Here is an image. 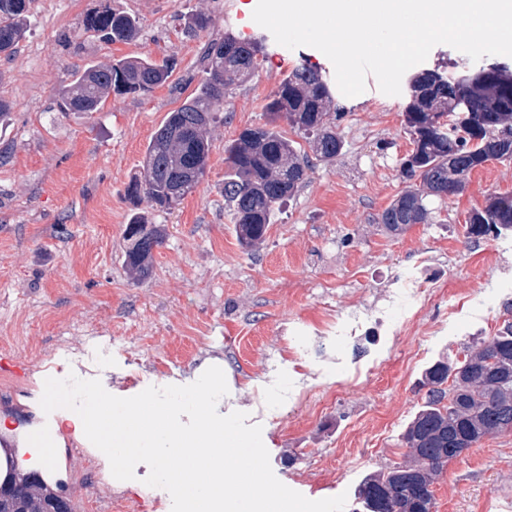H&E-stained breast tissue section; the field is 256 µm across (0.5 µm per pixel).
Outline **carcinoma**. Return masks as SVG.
Returning a JSON list of instances; mask_svg holds the SVG:
<instances>
[{
	"label": "carcinoma",
	"mask_w": 512,
	"mask_h": 512,
	"mask_svg": "<svg viewBox=\"0 0 512 512\" xmlns=\"http://www.w3.org/2000/svg\"><path fill=\"white\" fill-rule=\"evenodd\" d=\"M31 0H0V56L10 59L26 37ZM212 16L195 14L186 29L193 36L210 30ZM83 31L107 43H129L140 33L137 17L105 7L85 16ZM266 57V37L241 41L226 35L206 43L201 57L203 78L175 111L168 113L152 136L142 171L127 187V199L138 206L148 198L161 212L182 204L206 173L211 126L221 120L224 97L231 86L248 81ZM172 76L168 62L147 56L93 63L72 74L59 90L61 112H98L110 94L146 95ZM410 98L405 114L416 166L404 167L415 181L381 214L392 234L423 224L428 196L458 191L456 184L475 169L501 160L512 148V73L490 64L449 74L425 68L407 81ZM332 85L318 68L296 64L281 81L266 110L284 117L307 142L303 152L275 127H246L225 149L228 171L224 202L232 211L240 244L262 243L276 210L305 181L310 157L331 160L343 148L331 116ZM454 125L448 126L447 117ZM483 223L470 225L469 238L491 229L512 228V194L487 196L478 210ZM166 236L161 224L142 213L132 215L124 230L123 266L137 281L152 272V256ZM454 368L462 373L454 377ZM425 401L407 424L403 442L407 461L363 476L354 501L363 512H433V485L448 461L459 457V445L512 432V322L505 320L494 336L463 359H439L422 374ZM15 497L0 503V512H49L59 489L40 475L19 469L12 458L0 459V484Z\"/></svg>",
	"instance_id": "cac0c4a2"
}]
</instances>
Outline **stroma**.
Here are the masks:
<instances>
[{
  "label": "stroma",
  "mask_w": 512,
  "mask_h": 512,
  "mask_svg": "<svg viewBox=\"0 0 512 512\" xmlns=\"http://www.w3.org/2000/svg\"><path fill=\"white\" fill-rule=\"evenodd\" d=\"M108 6L135 15L134 42L106 43L82 20ZM16 55L0 56V435L19 464L41 471V433L56 448L60 484L75 512H171L169 493L134 479L101 488L108 459L74 432L64 409L44 412L46 378L97 379L111 394L187 385L205 363L223 370L217 409L262 427L276 477L311 500L353 492L369 470L404 461L402 435L425 395L432 362L494 335L512 320V234L467 239L465 221L491 192L512 194V159L474 170L464 190L428 197L429 219L389 233L380 215L404 191L414 145L407 95L369 83L337 95L343 149L312 161L254 249L237 239L221 189L224 149L246 127L269 122L267 102L294 65L333 74L319 50L267 42L255 76L232 87L211 131L207 172L175 211L152 212L166 237L151 276L123 268L125 198L146 147L169 112L197 88L209 38L251 39L264 29L252 0H33ZM215 26L185 37L198 12ZM170 59L169 83L143 96H109L102 111L61 112V85L85 65L124 56ZM424 287L410 297L409 278ZM67 336L72 353L56 349ZM434 512H512V433L483 439L446 466Z\"/></svg>",
  "instance_id": "35a3bbf8"
}]
</instances>
